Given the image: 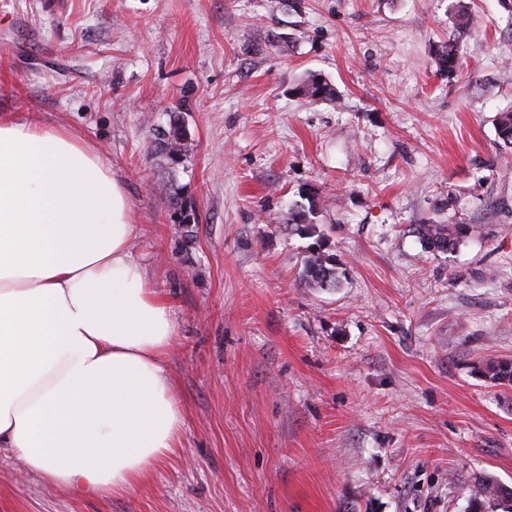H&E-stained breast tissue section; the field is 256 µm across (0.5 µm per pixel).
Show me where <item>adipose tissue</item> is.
<instances>
[{
	"mask_svg": "<svg viewBox=\"0 0 512 512\" xmlns=\"http://www.w3.org/2000/svg\"><path fill=\"white\" fill-rule=\"evenodd\" d=\"M134 234L90 146L0 117V451L46 483L119 496L180 446L177 326Z\"/></svg>",
	"mask_w": 512,
	"mask_h": 512,
	"instance_id": "adipose-tissue-1",
	"label": "adipose tissue"
}]
</instances>
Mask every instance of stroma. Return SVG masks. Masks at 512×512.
<instances>
[{
    "mask_svg": "<svg viewBox=\"0 0 512 512\" xmlns=\"http://www.w3.org/2000/svg\"><path fill=\"white\" fill-rule=\"evenodd\" d=\"M309 72L336 102L296 93ZM510 109L512 0H0V116L71 130L124 184L183 412L120 496L1 453L0 512H464L476 477L512 486V383L478 372L512 361ZM308 193L334 290L299 283ZM451 218L471 236L425 250ZM161 142L164 145V150L167 159L172 164H178L186 155L185 141L187 140L186 130L177 120H171L169 128L161 133ZM473 231L470 224L448 221V224H421L417 233L425 249L433 252H450L459 246Z\"/></svg>",
    "mask_w": 512,
    "mask_h": 512,
    "instance_id": "1",
    "label": "stroma"
}]
</instances>
